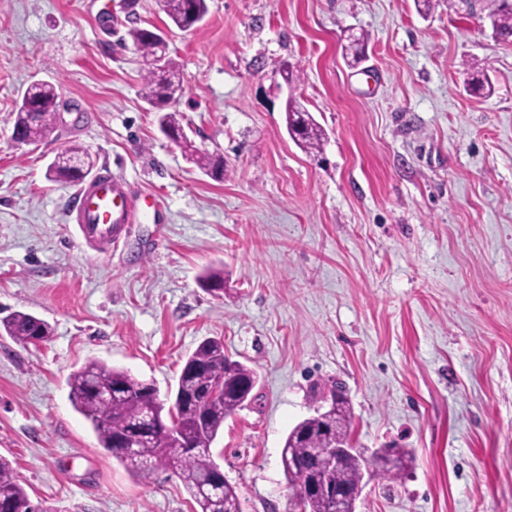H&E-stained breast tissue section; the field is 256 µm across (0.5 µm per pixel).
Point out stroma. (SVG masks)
<instances>
[{
    "label": "stroma",
    "mask_w": 512,
    "mask_h": 512,
    "mask_svg": "<svg viewBox=\"0 0 512 512\" xmlns=\"http://www.w3.org/2000/svg\"><path fill=\"white\" fill-rule=\"evenodd\" d=\"M0 0V318L48 321L49 342L0 334V455L54 512H194L170 469L130 474L69 399L91 359L159 393L218 337L258 374L211 446L242 512H291L283 439L340 382L357 447L414 463L370 482L356 512H512V38L489 0H207L171 25L161 0ZM157 27L179 65L174 108L216 180L163 136L128 31ZM366 35L359 62L347 35ZM476 63L494 92L464 89ZM299 80L286 86L283 64ZM60 88L41 142L12 140L26 88ZM296 96L321 155L290 138ZM75 144L93 173L154 195L111 254L71 222L76 187L46 178ZM224 271L214 294L198 280ZM380 454L373 462L377 465L379 475L387 479H395L404 472L412 461V451L407 448H378Z\"/></svg>",
    "instance_id": "stroma-1"
}]
</instances>
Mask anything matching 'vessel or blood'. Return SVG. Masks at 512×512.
<instances>
[{
  "label": "vessel or blood",
  "instance_id": "vessel-or-blood-1",
  "mask_svg": "<svg viewBox=\"0 0 512 512\" xmlns=\"http://www.w3.org/2000/svg\"><path fill=\"white\" fill-rule=\"evenodd\" d=\"M134 204L123 183L112 175L79 185L73 209L75 223L87 244L112 245L121 225L129 223Z\"/></svg>",
  "mask_w": 512,
  "mask_h": 512
}]
</instances>
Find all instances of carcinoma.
<instances>
[{"mask_svg": "<svg viewBox=\"0 0 512 512\" xmlns=\"http://www.w3.org/2000/svg\"><path fill=\"white\" fill-rule=\"evenodd\" d=\"M163 4L170 21L182 31L195 27L197 20L207 14L206 0H163ZM488 19L496 34L504 38L512 36V0H498ZM129 35L144 57L154 54L156 44L150 30L134 28ZM466 88L473 95L489 96L493 92L487 77L475 70L468 78ZM181 92L182 83L171 58L167 59L163 75L150 71L145 76L143 98L149 102L156 100L164 104ZM24 97L30 109L16 112L14 130L28 143L34 144L43 138L53 120L59 98L58 87L49 82L34 83L27 88ZM285 112L292 139L306 149L321 148L325 133L308 110L290 99ZM158 125L164 133L181 130L177 113L164 108L159 111ZM180 146L190 161L209 172L211 177L220 179L224 176V159L221 156L200 152L185 137L181 139ZM74 157L82 159L84 154L77 147L65 149L56 164L47 169V178L59 184L83 180L81 170L70 164ZM0 331L23 345L31 343L34 336L47 342L53 333L47 321L22 311L0 319ZM221 380L224 381V394H204V390ZM256 382V372L230 359L224 352V342L218 339L203 340L188 355L169 406L159 398L153 384L139 383L127 371L101 360H90L69 376L72 404L90 422L100 447L142 479L150 478L160 465L171 469L182 481L196 512H241L236 486L226 480L220 495L209 497L199 493L197 479L213 464L211 444L224 428V421L251 400L247 393ZM148 417L161 423L176 421L186 436V442L193 444L194 449L183 453L175 451L170 438L162 431L136 441L130 452L118 448L116 439L134 435ZM352 425V408L342 394L336 396V401L326 411L296 424L286 435L280 456L288 484L296 489L316 483L321 459L332 441L345 445L353 443ZM411 461L412 451L393 446L380 449L374 464L380 476L395 479ZM365 468V460L353 452L336 465L333 480L339 487L355 488L361 483ZM0 503L7 506V512H54L50 507L31 501L12 461L3 456H0Z\"/></svg>", "mask_w": 512, "mask_h": 512, "instance_id": "cac0c4a2", "label": "carcinoma"}]
</instances>
